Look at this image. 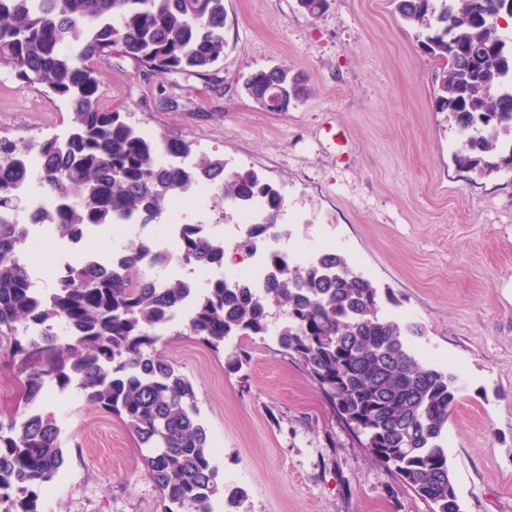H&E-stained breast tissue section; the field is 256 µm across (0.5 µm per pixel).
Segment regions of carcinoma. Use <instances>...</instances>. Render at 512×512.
I'll return each mask as SVG.
<instances>
[{
  "label": "carcinoma",
  "mask_w": 512,
  "mask_h": 512,
  "mask_svg": "<svg viewBox=\"0 0 512 512\" xmlns=\"http://www.w3.org/2000/svg\"><path fill=\"white\" fill-rule=\"evenodd\" d=\"M392 2L442 64L434 101L460 136L454 166L480 177L512 173V40L490 34L497 20L512 21V0ZM225 23L224 0H0V67L71 108L63 139L0 138V336L12 344L28 407L20 420L0 419V512H40L41 490L65 464L62 430L39 410L53 386L74 387L122 420L148 450L163 512H212L220 491L224 512H241L245 491L218 484L192 381L157 349L159 330L177 315L216 350L232 337L274 333L375 460L433 512H462L446 452L458 379L420 361L411 337L421 327L382 315L379 288L344 256L297 263L272 251L263 287L218 278L198 291L183 278L147 276L140 238L106 262L66 265L48 293L32 286L21 259L30 229L13 215L28 205L19 185L33 181L39 223L71 243L97 227L160 224L172 202L203 185L232 208L261 204L238 249L278 235L285 199L272 184L226 170L219 155L186 163L189 144L150 137L101 106L98 64L113 53L149 70L205 76L224 58ZM275 80L297 102L308 95L304 76L284 66L250 74L244 89L260 101ZM162 150L172 157L166 166ZM178 255L183 267H222L224 240L184 224Z\"/></svg>",
  "instance_id": "obj_1"
}]
</instances>
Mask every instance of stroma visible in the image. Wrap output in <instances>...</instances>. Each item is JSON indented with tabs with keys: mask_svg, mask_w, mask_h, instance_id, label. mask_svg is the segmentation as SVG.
Wrapping results in <instances>:
<instances>
[{
	"mask_svg": "<svg viewBox=\"0 0 512 512\" xmlns=\"http://www.w3.org/2000/svg\"><path fill=\"white\" fill-rule=\"evenodd\" d=\"M227 46L208 76L164 75L120 55L102 63L108 109L153 135L188 142L194 155L223 156L285 198L280 247L297 256L329 243L351 269L392 300L382 311L417 323L425 363L461 387L448 418V462L463 512H512V177L473 179L452 162L458 134L434 107L440 63L391 0H329L311 17L296 0H224ZM273 66L302 72L309 96L286 112L263 109L242 89ZM67 103L47 89L20 88L0 68V137L65 133ZM184 222L213 225L233 253L245 217L213 199ZM41 287L62 261L110 258L130 236L92 230L78 248L31 238ZM158 350L192 381L215 464L245 490L246 512H432L371 457L334 414L301 364L272 338L214 349L182 323ZM245 353L229 369L230 357ZM26 407L9 341L0 342V418ZM66 440L59 479L41 492L42 512H162V496L136 438L116 416L71 389L50 392Z\"/></svg>",
	"mask_w": 512,
	"mask_h": 512,
	"instance_id": "1",
	"label": "stroma"
}]
</instances>
